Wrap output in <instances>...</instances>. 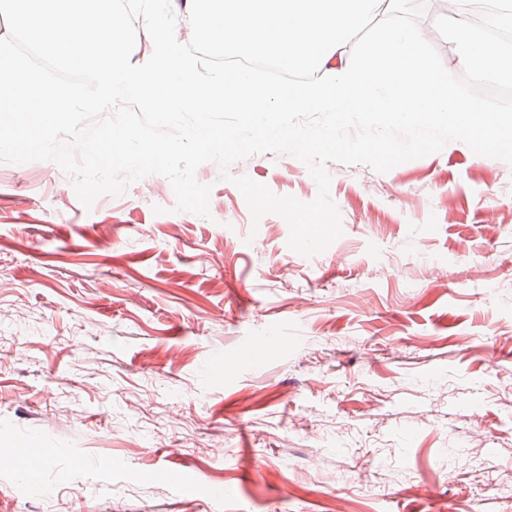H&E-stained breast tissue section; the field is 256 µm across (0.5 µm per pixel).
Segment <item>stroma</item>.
I'll list each match as a JSON object with an SVG mask.
<instances>
[{"label": "stroma", "instance_id": "1", "mask_svg": "<svg viewBox=\"0 0 512 512\" xmlns=\"http://www.w3.org/2000/svg\"><path fill=\"white\" fill-rule=\"evenodd\" d=\"M327 170L343 234L306 258L233 183L314 200L288 155L202 164L206 218L0 163V448L40 463L0 512H512V165Z\"/></svg>", "mask_w": 512, "mask_h": 512}]
</instances>
